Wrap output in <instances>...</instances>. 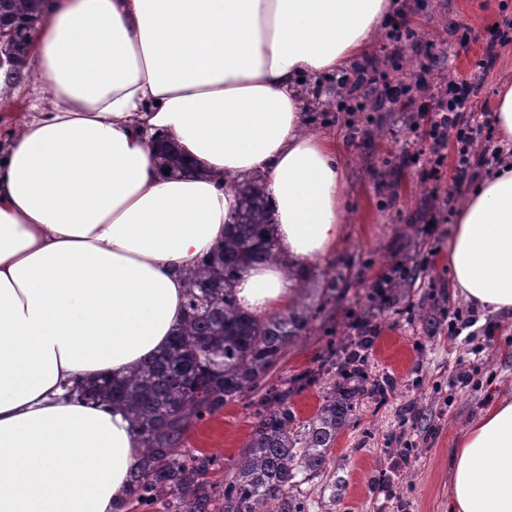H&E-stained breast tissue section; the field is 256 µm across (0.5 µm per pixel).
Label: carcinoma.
Here are the masks:
<instances>
[{
  "mask_svg": "<svg viewBox=\"0 0 512 512\" xmlns=\"http://www.w3.org/2000/svg\"><path fill=\"white\" fill-rule=\"evenodd\" d=\"M42 3L0 0V22L28 31ZM239 193L233 232L209 263L188 276L184 322L167 351L121 378H105L76 393L86 404L118 402L133 419L142 450L129 474L127 510L313 512L315 502L301 486L328 470L336 438L354 417L356 396L339 385L330 387L305 422L288 407L287 392L268 389L245 455L228 480H210L216 457L182 450L191 420L263 389L286 347L313 319L304 293L288 311L265 318L238 306L236 276L280 258L263 191L253 183Z\"/></svg>",
  "mask_w": 512,
  "mask_h": 512,
  "instance_id": "cac0c4a2",
  "label": "carcinoma"
}]
</instances>
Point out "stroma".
<instances>
[{
  "instance_id": "obj_1",
  "label": "stroma",
  "mask_w": 512,
  "mask_h": 512,
  "mask_svg": "<svg viewBox=\"0 0 512 512\" xmlns=\"http://www.w3.org/2000/svg\"><path fill=\"white\" fill-rule=\"evenodd\" d=\"M412 27L438 51L453 56V72L467 74L480 44L459 52L454 24L481 30L499 15L500 0H398ZM314 104L307 113L312 129L334 136L345 159L344 234L335 257L314 265L308 276V301L314 319L308 332L288 346L266 379L287 391L298 420L310 419L328 388L339 379L336 351L350 341L351 314L371 318L379 335L370 358L373 378L389 376L396 388L385 401L359 398L349 428L337 438L329 474L303 486L310 498H335L336 512H448L449 450L486 402L512 391V316L476 309L480 327L468 343L449 339L442 312L467 307L448 272L451 224L423 241L420 229L434 201L415 169L399 159L409 136L407 113L383 107L364 135L347 141L336 120V85L329 78L311 84ZM41 98L31 82H20L0 109V134L8 135ZM426 271H419L420 261ZM403 263L408 276L396 279L391 305L376 310L368 295L375 281ZM494 327L485 335L482 326ZM260 407L246 394L215 414L192 420L182 447L217 456L213 481H224L246 451ZM411 448L400 468L392 498L372 489L373 481L402 448Z\"/></svg>"
}]
</instances>
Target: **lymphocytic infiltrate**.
Returning <instances> with one entry per match:
<instances>
[{
    "instance_id": "1",
    "label": "lymphocytic infiltrate",
    "mask_w": 512,
    "mask_h": 512,
    "mask_svg": "<svg viewBox=\"0 0 512 512\" xmlns=\"http://www.w3.org/2000/svg\"><path fill=\"white\" fill-rule=\"evenodd\" d=\"M384 26L386 39L393 46L390 71H383L368 60L356 66L352 74L337 76L336 109L350 113L351 118L345 127L348 139L352 140L364 131L362 123L353 121L354 113H371L384 104L415 106L419 118H427L428 123L424 126L418 121L411 123L410 130L415 137L410 148L404 150L401 160L414 167L421 181L430 184L435 192L440 190L443 180V149L447 143L455 144L453 187L443 192L442 209L431 212L426 219L430 225L443 224L447 221L443 208L451 206L456 195L469 191L478 170L503 161L501 150L493 146V119L486 112L480 117H473L471 110L485 75L498 61L499 47L512 43V7L505 2L501 4L498 20L486 27L483 33H475L467 25L457 26V41L461 49H468L470 43L478 40L484 43L483 53L475 62L476 73L469 79H451L434 86L424 80L423 74L431 66L444 65V58L431 54L429 46L423 45L416 30L410 27L406 14L396 12L388 15ZM408 47L423 55L424 60L420 64V74L400 80L396 73L401 69L404 50ZM350 327L354 337L343 350L344 363L362 366L359 380L366 388L375 387L380 393H388L391 382L375 383L368 368L369 351L377 335V325L355 316Z\"/></svg>"
}]
</instances>
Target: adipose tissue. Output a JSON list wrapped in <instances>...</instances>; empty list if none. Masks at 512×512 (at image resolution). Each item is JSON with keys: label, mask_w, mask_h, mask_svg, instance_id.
Returning <instances> with one entry per match:
<instances>
[{"label": "adipose tissue", "mask_w": 512, "mask_h": 512, "mask_svg": "<svg viewBox=\"0 0 512 512\" xmlns=\"http://www.w3.org/2000/svg\"><path fill=\"white\" fill-rule=\"evenodd\" d=\"M394 0H46L20 73L45 96L0 140V512H120L141 442L120 406L69 388L167 347L187 275L260 179L282 260L242 273L240 307L287 309L333 257L344 162L306 127L301 80L364 55ZM175 143L188 168L165 172ZM448 269L512 314V168L463 200ZM448 512H512V398L458 436Z\"/></svg>", "instance_id": "1"}]
</instances>
